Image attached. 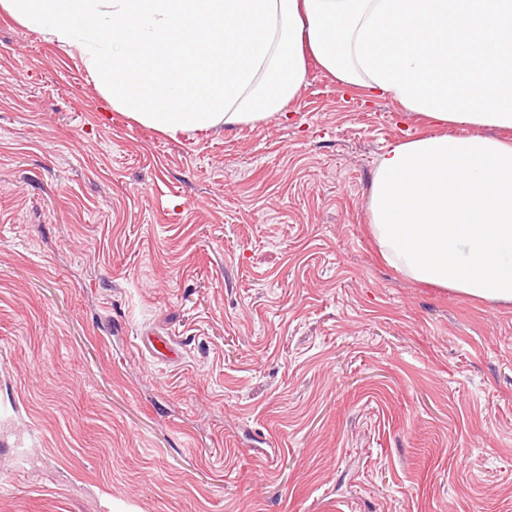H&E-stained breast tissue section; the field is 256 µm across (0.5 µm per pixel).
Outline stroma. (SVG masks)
Listing matches in <instances>:
<instances>
[{
	"label": "stroma",
	"instance_id": "1",
	"mask_svg": "<svg viewBox=\"0 0 512 512\" xmlns=\"http://www.w3.org/2000/svg\"><path fill=\"white\" fill-rule=\"evenodd\" d=\"M444 130L311 57L173 140L0 9V512H512V307L404 276L366 211ZM142 349L155 361L174 362L179 358V343L174 336L150 333L140 336Z\"/></svg>",
	"mask_w": 512,
	"mask_h": 512
}]
</instances>
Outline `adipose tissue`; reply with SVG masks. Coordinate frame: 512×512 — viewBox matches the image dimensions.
<instances>
[{"instance_id":"adipose-tissue-1","label":"adipose tissue","mask_w":512,"mask_h":512,"mask_svg":"<svg viewBox=\"0 0 512 512\" xmlns=\"http://www.w3.org/2000/svg\"><path fill=\"white\" fill-rule=\"evenodd\" d=\"M170 137L256 124L313 55L344 86L454 126L376 159L366 208L407 277L512 306V0H0Z\"/></svg>"}]
</instances>
